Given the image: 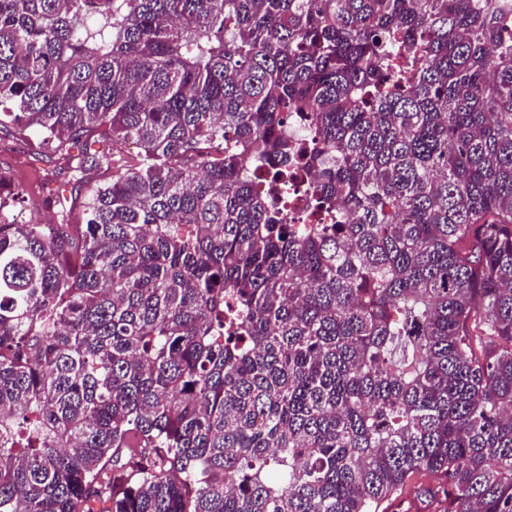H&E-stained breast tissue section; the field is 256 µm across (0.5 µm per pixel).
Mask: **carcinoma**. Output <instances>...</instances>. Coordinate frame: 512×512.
<instances>
[{"label": "carcinoma", "mask_w": 512, "mask_h": 512, "mask_svg": "<svg viewBox=\"0 0 512 512\" xmlns=\"http://www.w3.org/2000/svg\"><path fill=\"white\" fill-rule=\"evenodd\" d=\"M507 9L0 0V128L140 149L83 224L0 179V512H512ZM288 208L292 210L293 219L290 224H297L296 229L300 232H307L311 224H317L312 218V177L298 178L288 187Z\"/></svg>", "instance_id": "obj_1"}]
</instances>
